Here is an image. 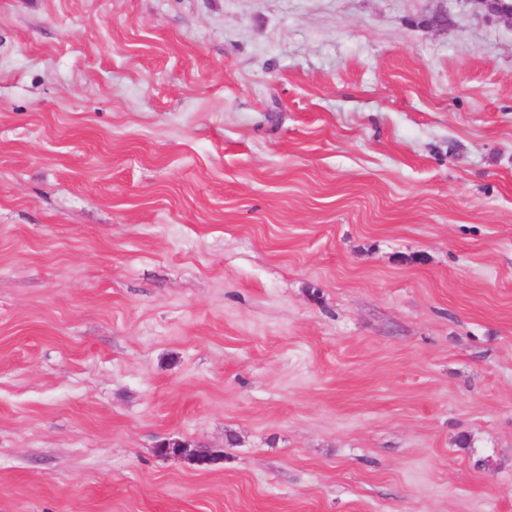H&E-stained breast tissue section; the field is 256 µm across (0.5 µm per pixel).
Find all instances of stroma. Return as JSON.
Here are the masks:
<instances>
[{"mask_svg": "<svg viewBox=\"0 0 512 512\" xmlns=\"http://www.w3.org/2000/svg\"><path fill=\"white\" fill-rule=\"evenodd\" d=\"M0 512H512V22L0 0Z\"/></svg>", "mask_w": 512, "mask_h": 512, "instance_id": "obj_1", "label": "stroma"}]
</instances>
